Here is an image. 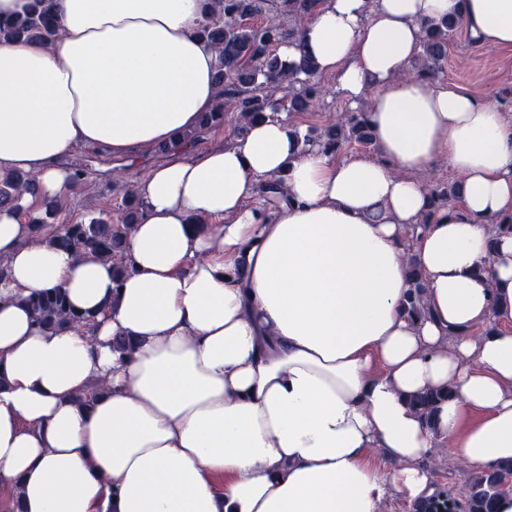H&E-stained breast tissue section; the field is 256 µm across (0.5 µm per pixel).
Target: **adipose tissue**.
<instances>
[{"mask_svg": "<svg viewBox=\"0 0 512 512\" xmlns=\"http://www.w3.org/2000/svg\"><path fill=\"white\" fill-rule=\"evenodd\" d=\"M204 8L57 0L53 45L0 43V175L40 188L0 209V512H378L386 486L433 493L437 439L474 469L511 460L512 235L492 228L512 217V118L404 71L447 15L476 47L512 48V0H322L278 53L367 102L374 157L303 146L281 114L172 151L135 184L118 282L32 233L73 186L65 154L132 162L211 110ZM443 162L462 200L435 210L422 175ZM278 176L287 200L256 204ZM411 260L424 319L404 308ZM54 288L93 330L33 323L23 298ZM447 386L426 425L410 396Z\"/></svg>", "mask_w": 512, "mask_h": 512, "instance_id": "ef3b65f1", "label": "adipose tissue"}]
</instances>
